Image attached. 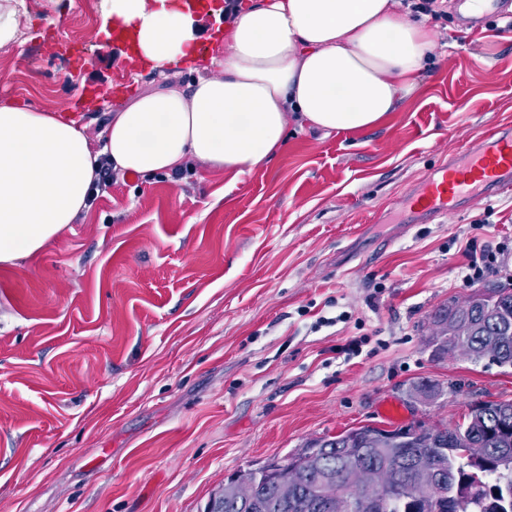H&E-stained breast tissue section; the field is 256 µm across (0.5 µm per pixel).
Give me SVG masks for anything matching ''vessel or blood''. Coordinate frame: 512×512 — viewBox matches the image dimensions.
<instances>
[{
    "label": "vessel or blood",
    "mask_w": 512,
    "mask_h": 512,
    "mask_svg": "<svg viewBox=\"0 0 512 512\" xmlns=\"http://www.w3.org/2000/svg\"><path fill=\"white\" fill-rule=\"evenodd\" d=\"M472 27L500 14V0H468ZM512 192V131L491 130L433 169L404 199L417 223L458 212L474 201Z\"/></svg>",
    "instance_id": "obj_1"
}]
</instances>
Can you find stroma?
<instances>
[{
    "label": "stroma",
    "instance_id": "obj_1",
    "mask_svg": "<svg viewBox=\"0 0 512 512\" xmlns=\"http://www.w3.org/2000/svg\"><path fill=\"white\" fill-rule=\"evenodd\" d=\"M102 23L101 0H24L0 101L103 132L115 81L163 79L102 48ZM436 26L417 94L380 125L291 124L282 153L235 178L128 175L37 255L0 265V512H205L233 474L309 439L450 427L512 401V369L428 345L438 308L512 289V193L428 224L400 206L435 165L512 128V31L453 11ZM470 242L498 263L464 288ZM423 382L441 395L421 398Z\"/></svg>",
    "mask_w": 512,
    "mask_h": 512
}]
</instances>
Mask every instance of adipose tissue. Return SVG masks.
Returning <instances> with one entry per match:
<instances>
[{
	"label": "adipose tissue",
	"instance_id": "1",
	"mask_svg": "<svg viewBox=\"0 0 512 512\" xmlns=\"http://www.w3.org/2000/svg\"><path fill=\"white\" fill-rule=\"evenodd\" d=\"M199 14L172 0H103V34L133 30L150 69L197 78L132 96L101 149L58 112L0 102V264L34 256L88 210L102 159L121 174L194 160L236 177L280 152L291 122L327 134L379 125L418 90L438 36L403 0H247L202 55Z\"/></svg>",
	"mask_w": 512,
	"mask_h": 512
}]
</instances>
